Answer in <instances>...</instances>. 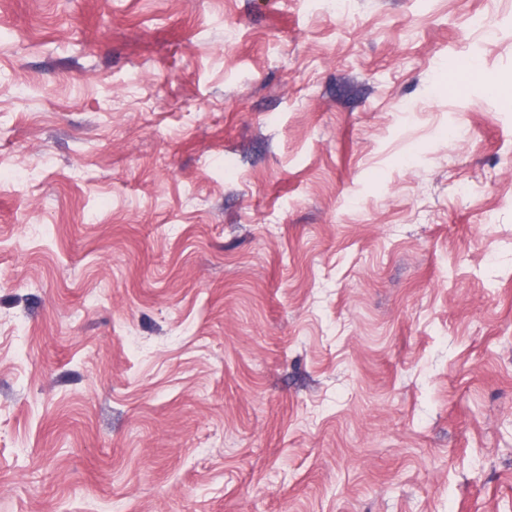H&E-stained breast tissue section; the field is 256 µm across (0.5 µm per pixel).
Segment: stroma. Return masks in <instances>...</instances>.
Segmentation results:
<instances>
[{
    "label": "stroma",
    "mask_w": 512,
    "mask_h": 512,
    "mask_svg": "<svg viewBox=\"0 0 512 512\" xmlns=\"http://www.w3.org/2000/svg\"><path fill=\"white\" fill-rule=\"evenodd\" d=\"M455 55L512 81V0H0V512H512Z\"/></svg>",
    "instance_id": "obj_1"
}]
</instances>
